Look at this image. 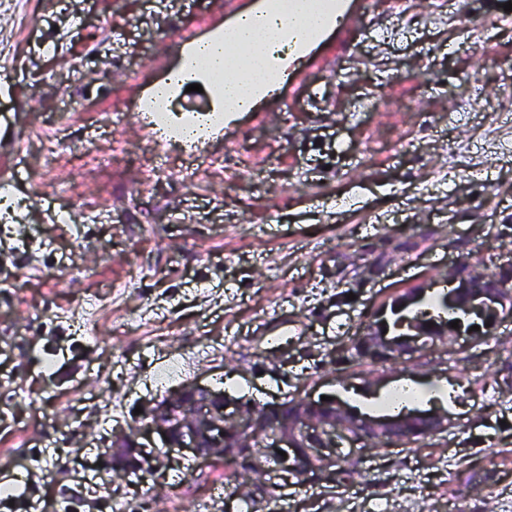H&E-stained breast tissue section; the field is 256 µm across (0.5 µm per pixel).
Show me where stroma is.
<instances>
[{
	"mask_svg": "<svg viewBox=\"0 0 512 512\" xmlns=\"http://www.w3.org/2000/svg\"><path fill=\"white\" fill-rule=\"evenodd\" d=\"M500 2L363 0L350 54L193 151L156 144L139 100L178 65L175 33L222 0H0V172L21 204L0 207V512H245L220 468L95 489L81 465L107 477V448L166 391L276 400L328 378L386 295L446 292L461 251L512 257ZM116 146L128 155L97 166ZM383 237L420 247L367 278L362 251ZM495 335L458 341L447 434L365 456L345 485L288 488L281 512H512V464L490 486L448 483L512 450V393L493 383L512 318Z\"/></svg>",
	"mask_w": 512,
	"mask_h": 512,
	"instance_id": "stroma-1",
	"label": "stroma"
}]
</instances>
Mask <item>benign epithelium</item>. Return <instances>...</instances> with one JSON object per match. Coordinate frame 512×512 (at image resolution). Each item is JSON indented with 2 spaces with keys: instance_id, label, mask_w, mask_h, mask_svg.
Returning a JSON list of instances; mask_svg holds the SVG:
<instances>
[{
  "instance_id": "obj_1",
  "label": "benign epithelium",
  "mask_w": 512,
  "mask_h": 512,
  "mask_svg": "<svg viewBox=\"0 0 512 512\" xmlns=\"http://www.w3.org/2000/svg\"><path fill=\"white\" fill-rule=\"evenodd\" d=\"M389 264L386 252L380 251L365 267L371 278L382 276ZM448 281L456 284V290L448 294V304L453 305L461 295L470 298V304L477 310L493 314L497 319L512 316V308L507 307V299L512 296V281L489 283L488 272L480 265L467 260L464 256L448 266ZM388 300H383L377 310L376 319L368 322L378 336L380 344L387 348L396 343L407 342L418 345L425 332L414 327L398 337L384 332ZM427 353L439 354L443 359L426 363L428 371L436 376L448 374L447 347L432 343ZM146 415L153 420L128 430L123 438L128 444L142 450L162 449L159 456L151 455V465L160 470L181 458L193 459L199 468L215 464L224 457V437L227 431H237L245 435V446L256 449L258 458L275 451V463L260 466L261 489H274L279 493L296 485L293 474L288 472V458L297 455L302 448L309 456L322 461L325 475L336 472V450L340 449L351 457L355 448L367 444L372 448H395L406 445L405 437L398 431L394 420H366L367 433L360 432L355 423L346 419H330L322 423L315 418H307L301 423H283L266 428L259 435L250 433L249 428L256 412L237 401L224 398L212 388L191 383L166 394L165 404H154L147 408ZM150 434L159 435L160 443L138 442V439ZM286 456H281L278 451Z\"/></svg>"
}]
</instances>
